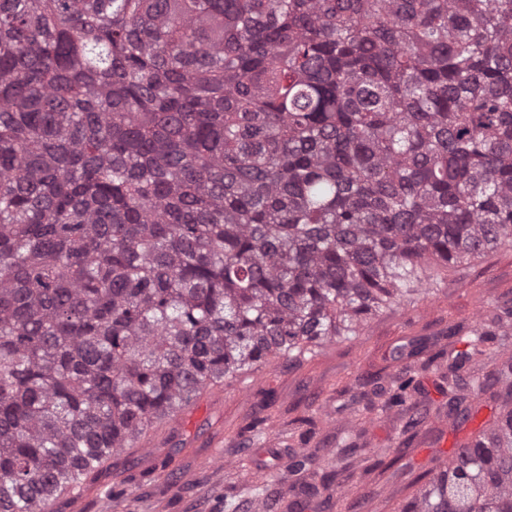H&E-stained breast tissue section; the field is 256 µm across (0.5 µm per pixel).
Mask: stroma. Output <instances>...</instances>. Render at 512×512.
I'll list each match as a JSON object with an SVG mask.
<instances>
[{
  "label": "stroma",
  "mask_w": 512,
  "mask_h": 512,
  "mask_svg": "<svg viewBox=\"0 0 512 512\" xmlns=\"http://www.w3.org/2000/svg\"><path fill=\"white\" fill-rule=\"evenodd\" d=\"M512 310V245L449 274L429 298L385 310L360 336L313 357L276 361L204 391L134 448L105 463L54 512H288L301 481L290 458L330 476L336 512H395L437 459L490 423L507 389L473 396L448 383V329ZM426 342L413 358L399 347ZM413 376L410 410L379 415L380 388ZM447 427H440V418Z\"/></svg>",
  "instance_id": "35a3bbf8"
}]
</instances>
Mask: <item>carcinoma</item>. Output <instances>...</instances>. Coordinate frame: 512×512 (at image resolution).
Segmentation results:
<instances>
[{
  "label": "carcinoma",
  "instance_id": "carcinoma-1",
  "mask_svg": "<svg viewBox=\"0 0 512 512\" xmlns=\"http://www.w3.org/2000/svg\"><path fill=\"white\" fill-rule=\"evenodd\" d=\"M502 244L512 0H0V512ZM454 455L399 512H512V405Z\"/></svg>",
  "mask_w": 512,
  "mask_h": 512
}]
</instances>
